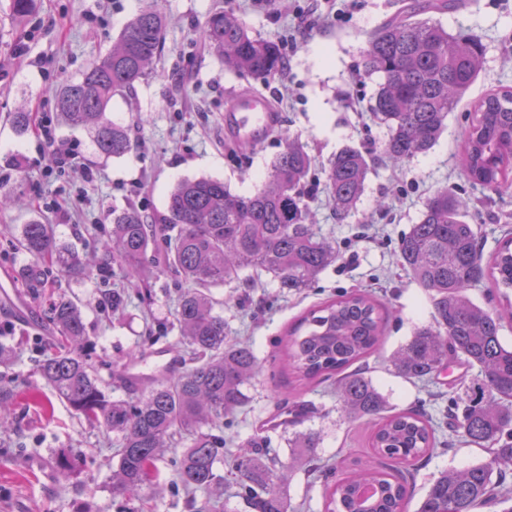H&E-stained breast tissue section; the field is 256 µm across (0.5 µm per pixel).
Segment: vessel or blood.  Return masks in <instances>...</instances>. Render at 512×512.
I'll return each mask as SVG.
<instances>
[{"label":"vessel or blood","instance_id":"b4317fda","mask_svg":"<svg viewBox=\"0 0 512 512\" xmlns=\"http://www.w3.org/2000/svg\"><path fill=\"white\" fill-rule=\"evenodd\" d=\"M279 117L270 99L261 93H237L224 111V129L235 141L258 145L264 134L277 126Z\"/></svg>","mask_w":512,"mask_h":512}]
</instances>
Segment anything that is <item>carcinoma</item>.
<instances>
[{"instance_id":"carcinoma-1","label":"carcinoma","mask_w":512,"mask_h":512,"mask_svg":"<svg viewBox=\"0 0 512 512\" xmlns=\"http://www.w3.org/2000/svg\"><path fill=\"white\" fill-rule=\"evenodd\" d=\"M465 0H419L402 7L366 41L364 72L382 82L373 115L384 123L388 140L384 156L394 164L424 153L434 144L448 114L463 100L482 67L483 44L474 33L450 34L420 14H441ZM165 21L148 4L127 23L112 49L95 60L76 82L62 86L57 109L71 127H87L97 149L121 157L133 148L125 126L108 114L112 98L131 93L149 71L160 50ZM196 39L224 65L256 79L283 68L275 43L250 35L231 12L211 14ZM467 179L502 194L512 190V91L488 93L472 104L471 123L462 146ZM314 159L303 145L286 140L272 161L264 186L249 195L234 193L211 177L183 179L170 190L164 214L151 224L138 208L112 210V241L104 244L98 271L147 284L150 267L160 264L179 274L176 321L179 344L189 362L173 371L136 401L106 397L82 350L88 332L81 310L64 294L51 303L50 350L40 374L59 398L91 428L115 436L117 468L112 492L134 496L155 478L165 451L182 448L174 469L175 483L196 512H221L196 494L224 483L225 439L215 433L247 401L245 388L260 372L246 344L227 336L224 316L216 311L211 289L238 276L244 268L274 274L279 287L307 288L339 258L333 242L315 229L306 201V179ZM369 170L366 155L346 146L324 168L325 183L336 216H349L363 192ZM466 203L454 192L429 197L419 223L399 245L401 264L411 279L429 292L433 322L416 329L393 356L396 373L430 381L458 362L478 372L463 396L451 398L446 425L468 445L485 448L489 457L464 470H448L431 483L418 512H457L493 503L512 512V487L503 467L512 463V346L500 339L503 320H512V237L506 236L490 260H484ZM17 247L29 261L17 277L34 299H40L55 274L84 271L80 256L62 245L51 225L34 220L23 226ZM500 310L475 302L470 290L484 281ZM386 307L369 292L353 290L328 300L304 315L281 349L288 371L306 386L336 379L340 410L350 420L373 423L370 445L390 461L348 468L308 464L324 472V512H405L418 463L437 447L436 428L419 406L393 411L365 375L364 363L384 339ZM293 427L291 448H314L318 436L297 431L299 404L288 408ZM248 441L233 459L236 484L248 512H288L281 492L276 454H257ZM58 467L71 474L86 460L69 451L57 456Z\"/></svg>"}]
</instances>
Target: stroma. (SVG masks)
Segmentation results:
<instances>
[{
  "mask_svg": "<svg viewBox=\"0 0 512 512\" xmlns=\"http://www.w3.org/2000/svg\"><path fill=\"white\" fill-rule=\"evenodd\" d=\"M144 0H36L24 21L0 0V186L19 201L0 209V344L12 357L0 364V380L19 393L9 422L0 427V512H190L185 495L173 484L174 453L158 463V484L144 485L138 496L112 492V438L89 428L59 399L40 376V340L48 333V297L63 293L81 308L90 345L86 357L114 400L141 396L156 375L154 351L168 349L181 357L175 341L178 290L174 273L156 268L148 292L121 277L95 272L59 276L41 300H33L17 268L26 257L14 241L23 224H52L56 235L81 256L100 255L112 234V209L133 205L148 215L163 211L170 187L180 179L212 176L232 191L248 194L260 188L286 139L304 145L313 156L309 174L316 191L308 204L318 232L334 240L340 259L311 285L298 291L280 288L270 273L247 268L238 279L215 288L229 336L249 345L263 365L248 387L247 404L224 428L225 436L242 443L266 436L269 447L291 469L283 490L290 512H322L325 482L310 477L307 460H369L383 464L370 446L365 420H348L339 409L335 389L323 383L298 393L296 381L277 371L273 355L279 339L308 310L350 290H366L392 312L387 338L369 360L367 375L390 406L423 405L436 423L448 408L446 383H423L395 373L390 357L414 330L429 324L433 311L427 292L399 263L398 243L418 223L426 200L450 189L469 203L467 219L477 225L484 254L512 232V192L496 195L472 187L457 154L467 125L469 103L492 89H512V0H468L465 7L440 14L449 33L480 36L482 70L435 145L400 165L388 162L383 150L388 130L372 114L379 75H366L362 51L370 32L393 16L404 0H348L349 18H327L325 0H157L166 19L163 51L151 73L133 93L113 97L114 121L124 124L134 148L119 158L101 155L90 133L61 122L55 101L61 86L80 79L83 71L112 46ZM234 12L252 36L287 47L296 36L284 70L269 80L225 70L223 62L194 39L216 9ZM286 100H276L280 88ZM274 96L280 126L257 148L235 145L224 133V104L236 91ZM29 112L31 124L17 134L9 112ZM55 131L54 143L41 137V120ZM354 146L373 159L364 191L354 212L337 219L325 188L324 168L343 147ZM72 157L57 167L53 156ZM251 287H241V280ZM124 289L128 301L113 311L106 297ZM143 350V377L128 379V355ZM307 404L300 428L320 433L314 448H292L287 429L276 416L288 400ZM449 445L418 468L414 500L445 470H463L485 460L487 451L445 433ZM85 455L87 469L79 490L58 471L60 451Z\"/></svg>",
  "mask_w": 512,
  "mask_h": 512,
  "instance_id": "1",
  "label": "stroma"
}]
</instances>
